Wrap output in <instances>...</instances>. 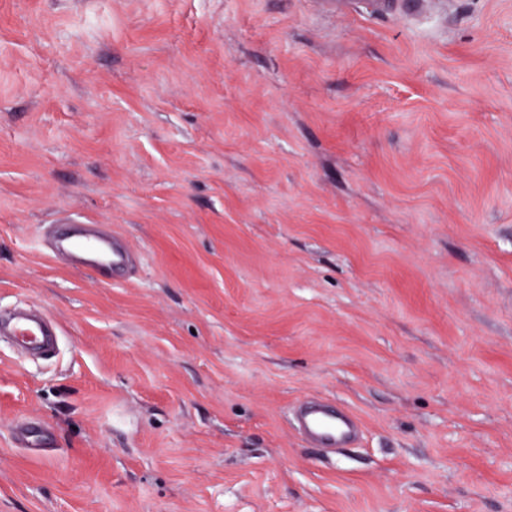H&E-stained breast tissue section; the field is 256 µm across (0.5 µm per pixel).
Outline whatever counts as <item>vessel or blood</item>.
Here are the masks:
<instances>
[{
	"instance_id": "1",
	"label": "vessel or blood",
	"mask_w": 512,
	"mask_h": 512,
	"mask_svg": "<svg viewBox=\"0 0 512 512\" xmlns=\"http://www.w3.org/2000/svg\"><path fill=\"white\" fill-rule=\"evenodd\" d=\"M365 11L377 16L396 13L411 17L420 13L428 0H360ZM53 254L67 255L71 267L90 269L100 275L127 268L130 255L112 235L95 224H67L53 233ZM15 343L34 348L55 346L59 330L49 319L14 314L0 322ZM299 433L315 448H343L354 443L360 432L357 419L348 411L331 410L319 399H306L297 407Z\"/></svg>"
}]
</instances>
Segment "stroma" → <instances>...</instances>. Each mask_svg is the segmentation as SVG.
Instances as JSON below:
<instances>
[{"label": "stroma", "mask_w": 512, "mask_h": 512, "mask_svg": "<svg viewBox=\"0 0 512 512\" xmlns=\"http://www.w3.org/2000/svg\"><path fill=\"white\" fill-rule=\"evenodd\" d=\"M65 215L128 270L46 254ZM17 305L61 340L0 343V512H512V0H0ZM364 5L363 10L371 15L390 16L396 13H403L410 18L420 13L426 6L446 3L443 0H359ZM295 419L299 433L313 448H345L360 432L359 422L350 412L333 411L315 398L300 402Z\"/></svg>", "instance_id": "35a3bbf8"}]
</instances>
